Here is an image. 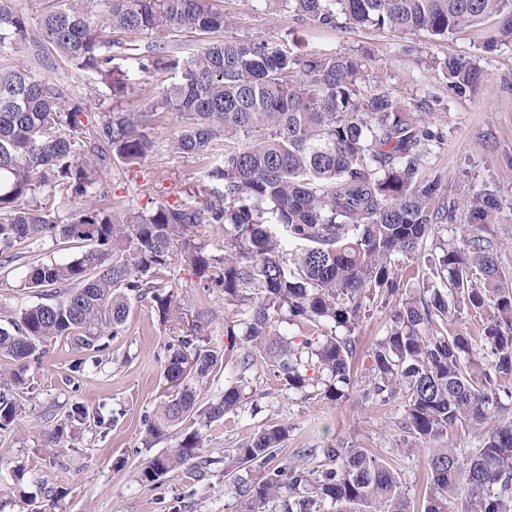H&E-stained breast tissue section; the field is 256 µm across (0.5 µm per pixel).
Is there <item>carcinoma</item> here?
Masks as SVG:
<instances>
[{
  "label": "carcinoma",
  "instance_id": "carcinoma-1",
  "mask_svg": "<svg viewBox=\"0 0 512 512\" xmlns=\"http://www.w3.org/2000/svg\"><path fill=\"white\" fill-rule=\"evenodd\" d=\"M0 0V52L33 43L37 55L92 72L113 97L127 90L114 49L139 68L175 69L169 38L182 30H224L211 0H51L37 26ZM266 10L310 25L411 32L446 38L498 17L486 47L512 43V0H260ZM151 33L138 51L126 36ZM158 106L179 119L168 138L178 154L212 155L216 183L201 207L158 204L117 221L93 200L100 175L118 159L153 152L154 112H104L93 129L61 86L18 65L0 67V255L34 240L76 243L80 257L30 266L24 287L41 301L0 326V356L14 362L3 385L24 383L28 362L56 343L104 351L119 334L131 301L146 295L161 322L177 318L167 281L175 257L204 288L224 293V347L198 346L189 334L165 352L175 388L145 421L157 438L193 419L213 423L241 413L246 373L257 368L288 392L336 403L353 393L404 403L402 428L423 451L431 480L424 512H512V277L489 237L490 194L469 199L460 236L434 258L444 289L413 288L394 257L417 258L424 239L448 221L438 177L423 161L441 138L419 113L369 82L357 56H318L268 42L222 38L188 59ZM460 92L479 77L461 59L437 62ZM84 199L68 221L56 204ZM85 224L95 235L81 233ZM205 224L224 227V254L194 242ZM390 306L386 333L354 368V332L367 302ZM478 335L457 325L463 311ZM296 326L291 338L282 324ZM224 371V394L204 403L198 384ZM313 374H308V371ZM22 414L0 391V430ZM471 427L480 445L458 451L448 431ZM288 427L260 429L224 462V476L248 512H414L398 473L364 448H300L278 458ZM322 455L320 464L309 461ZM201 433H185L169 453L139 471L155 484L188 465L206 468ZM264 472L258 482L239 475Z\"/></svg>",
  "mask_w": 512,
  "mask_h": 512
}]
</instances>
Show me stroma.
<instances>
[{
    "label": "stroma",
    "instance_id": "stroma-1",
    "mask_svg": "<svg viewBox=\"0 0 512 512\" xmlns=\"http://www.w3.org/2000/svg\"><path fill=\"white\" fill-rule=\"evenodd\" d=\"M214 5L226 18L225 37L288 48L297 42L315 54L361 56L371 85L420 103L424 123L443 135L440 147L424 160L425 175L439 176L448 197L461 204L480 192L493 195L498 208L491 228L501 247L502 267L512 275V46L486 50L489 23L441 39L423 31L321 29L286 13L267 12L259 0H215ZM445 57L477 66L480 79L473 89L460 94L434 76L433 61ZM12 64L60 82L67 97L79 100L93 117L114 106L125 112H157L161 84L156 74L130 59L121 63L128 92L117 102L94 74L62 61L43 67L31 49L0 53V67ZM157 114L153 154L134 165L114 163L101 176L100 203L115 216L159 203L198 207L209 197L212 184L205 172L210 159L170 152L167 137L179 121L168 112ZM80 254L78 247L45 239L28 243L14 259L0 256V309L9 313L39 302V295L23 285L31 264L66 263ZM170 279L183 326H191L199 311H211L213 319L201 336L209 344H223V292L200 288L178 260L171 265ZM386 321L381 303H367L355 330L356 366L367 364L366 353L383 335ZM175 334L172 323L161 322L145 297L132 301L123 332L107 350L85 353L80 364L68 346L55 345L30 362L17 389L25 411L16 426L0 430V512H246L244 500L225 482L224 457L272 425L288 428L280 448L284 457L331 442L368 449L399 473L415 512H422L429 494L426 459L409 450L412 439L399 426V402L354 395L336 404L320 403L263 378L252 379L249 401L234 421L201 427L212 459L205 476L181 468L159 484L142 483L141 466L177 447L184 436L176 427L152 443L144 441V420L157 412L167 386L164 348ZM78 405L87 408L85 419L73 418ZM58 428L66 450L60 460L47 446L49 434ZM44 474L51 477L46 489L39 482Z\"/></svg>",
    "mask_w": 512,
    "mask_h": 512
}]
</instances>
